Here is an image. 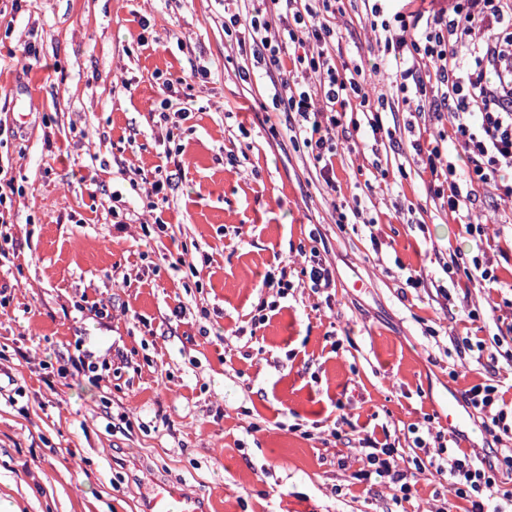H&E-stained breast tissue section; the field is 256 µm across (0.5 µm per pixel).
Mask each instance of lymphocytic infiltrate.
<instances>
[{"label": "lymphocytic infiltrate", "instance_id": "f902f5d3", "mask_svg": "<svg viewBox=\"0 0 512 512\" xmlns=\"http://www.w3.org/2000/svg\"><path fill=\"white\" fill-rule=\"evenodd\" d=\"M412 2L370 0L368 11L376 40L394 55L393 83L402 104L419 113L429 107L435 120H451L447 139L425 149L431 194L455 214L480 185H494L512 199V182L500 180L501 172L512 171V0H455L452 10L424 12L412 9ZM335 12L336 0H258L251 12L224 21L225 30L247 31L255 54L276 66L288 93L286 109L296 116L293 137L310 150L331 188L336 133L351 98L370 112L372 134L383 129L379 104L359 81L340 74L326 51L335 30L322 18ZM462 45L467 54L459 53ZM450 141L466 159L465 172L448 158ZM465 399L496 442H512V401L503 392L478 384ZM360 453L364 476L382 478L393 491L409 494L411 479L427 472L445 481L456 498L471 500L470 512H512V484L456 439L439 443L435 454L414 458L409 467L401 465L386 435L363 438Z\"/></svg>", "mask_w": 512, "mask_h": 512}]
</instances>
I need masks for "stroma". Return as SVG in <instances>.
<instances>
[{"label": "stroma", "instance_id": "35a3bbf8", "mask_svg": "<svg viewBox=\"0 0 512 512\" xmlns=\"http://www.w3.org/2000/svg\"><path fill=\"white\" fill-rule=\"evenodd\" d=\"M224 8L0 0V156L23 188L0 269V512H141L155 480L210 512H463L426 473L395 504L360 479L358 446L385 428L414 457L450 399L512 388V366L471 347L512 316V204L475 188L469 212L496 231L480 242L432 198L413 146L441 124L398 104L363 0H341L329 53L380 66L385 131L351 100L328 188ZM165 98L191 101L172 136L150 116ZM138 169L168 178L147 242ZM183 248L194 268L171 269ZM314 251L335 287L302 276ZM456 252L499 283L445 272ZM85 297L105 315L78 311ZM80 353L97 379L70 370Z\"/></svg>", "mask_w": 512, "mask_h": 512}]
</instances>
